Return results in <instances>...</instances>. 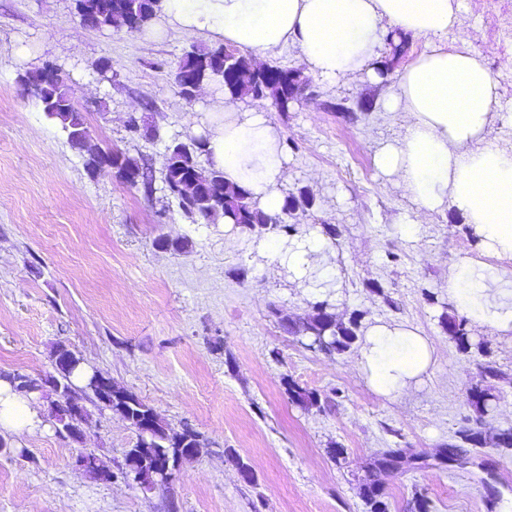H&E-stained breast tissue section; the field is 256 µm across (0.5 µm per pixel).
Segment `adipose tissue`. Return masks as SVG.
<instances>
[{"label":"adipose tissue","mask_w":512,"mask_h":512,"mask_svg":"<svg viewBox=\"0 0 512 512\" xmlns=\"http://www.w3.org/2000/svg\"><path fill=\"white\" fill-rule=\"evenodd\" d=\"M162 25L148 38L175 30L208 35L262 58L284 46L300 50L306 72L329 83L369 73L391 31L429 38L427 51L399 76L386 100L402 113L404 133L375 154L377 169L403 186L415 205L406 227L453 207L479 241L482 259L461 258L448 276V297L479 324L512 333V151L485 143L500 102L499 86L459 35L461 0H162ZM453 43H446L448 33ZM210 159L227 181L246 189L265 212L283 205L288 158L262 108H245L229 94L211 99ZM500 258L496 267L484 257ZM435 349L406 323L375 322L356 364L374 393L395 398L419 384ZM39 413L31 396L0 380V429L31 432Z\"/></svg>","instance_id":"1"}]
</instances>
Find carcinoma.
<instances>
[{
    "instance_id": "obj_1",
    "label": "carcinoma",
    "mask_w": 512,
    "mask_h": 512,
    "mask_svg": "<svg viewBox=\"0 0 512 512\" xmlns=\"http://www.w3.org/2000/svg\"><path fill=\"white\" fill-rule=\"evenodd\" d=\"M160 10V0H76V11L80 20L87 18L93 21V27L112 28L126 24L134 31H140L156 18ZM221 48L204 49L194 47L186 52L177 63L176 70L193 78L197 84H203L214 79L224 83V89L232 95L241 98L258 96L268 99L280 112H286L296 100L293 89H284L271 85L267 78L258 73L249 57L237 55L233 58L232 71L235 77L213 71L210 61L216 57ZM52 70V65L45 64L39 68L29 69L18 74V82L23 86L37 88L35 98L46 116L61 125L66 133L68 142L83 148V140L89 134L83 112L77 107L71 88L60 75L46 81L43 72ZM166 153L171 163L164 179L179 185V191L172 195L182 214L193 221L200 219L209 224H221L228 220L234 225H240L257 237L268 235L286 239L287 246H295L293 240H301L308 234V229L289 218L298 211L309 210L314 201L307 193L298 189L284 195L281 211L270 215L259 208L249 196V193L224 178V170L213 163L202 164V159L208 158L207 140L199 137L188 142L173 139L166 147ZM107 162L112 167H135L146 170L145 180L142 181L143 193L153 190L155 179L151 169L143 159L130 156L128 153L112 148L101 155H92L86 162L88 172H93L102 163ZM329 298L317 299L310 303V313L306 317L288 324L287 331L296 336H307L312 341L326 342L325 351L338 355L349 351L361 340L363 314L353 313L348 321H338L330 312ZM440 324L448 333L458 349L464 353L472 348L482 350V343L474 344L467 330L468 320L458 314L443 313ZM52 365L57 383L64 387L74 386L72 377L82 369L81 360L63 344H58L52 352ZM503 378L500 368L493 361L480 365L477 382L485 383L489 379ZM288 395L291 400L305 406H321L329 403L320 394L308 391L293 381L288 382ZM493 394L489 389L480 387L477 396L467 399V403L479 415H484L491 408ZM112 412L119 415L131 425H139L148 417L151 420V440L160 455L168 457L175 455L181 460L197 458L207 450V442L203 436L192 428L176 431L155 412L143 403L135 394L116 384L112 385ZM458 441L447 445L451 453L465 456L470 448H511L512 428L501 429L492 436L482 433L475 427L463 426L456 432ZM132 479L148 488L158 481L156 466L148 461L140 464ZM361 497L367 512H389V504L383 488L374 480L363 483Z\"/></svg>"
}]
</instances>
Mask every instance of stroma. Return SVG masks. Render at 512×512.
<instances>
[{"label": "stroma", "instance_id": "stroma-1", "mask_svg": "<svg viewBox=\"0 0 512 512\" xmlns=\"http://www.w3.org/2000/svg\"><path fill=\"white\" fill-rule=\"evenodd\" d=\"M460 27L500 89L486 140L511 149L512 0H463ZM426 44L411 39L399 58L382 46L372 63L381 81L314 77L289 112L266 109L288 157L286 190L315 198L300 223L339 231L336 244L315 248L313 264L333 290L336 315L405 322L435 347L422 382L388 400L372 392L354 352L329 354L287 332L284 319L306 317L319 291L273 254L278 238L194 223L164 191L148 197L113 177L91 178L17 81L20 71L56 64L86 115L91 145L121 149L158 172L171 139L209 131L208 100L186 103L174 69L212 40L88 28L75 0H0V374L42 377L61 343L171 428L191 427L209 443L169 488L146 491L121 477L104 483L76 468L75 456L84 448L118 468L135 431L93 406L83 445L72 444L41 395L35 430L4 436L0 512H366L360 487L380 450L398 445L432 458L466 423L490 435L512 428L503 411L512 404V339L467 325L506 375L495 385L500 408L482 417L465 398L481 358L459 351L439 323L449 271L477 252L464 216L446 210L406 237L415 205L374 164L377 149L404 132L402 113L385 110L384 100ZM101 59L112 63L111 80L94 68ZM337 102L361 108L359 120L332 111ZM133 115L158 137H132ZM161 238L178 250L159 247ZM377 283L390 302L373 293ZM289 379L329 396L332 407L293 402ZM335 448L341 457H332ZM471 457L462 468L379 474L390 512H414L419 497L428 512H512V449L476 448ZM242 461L253 481L241 479Z\"/></svg>", "mask_w": 512, "mask_h": 512}]
</instances>
